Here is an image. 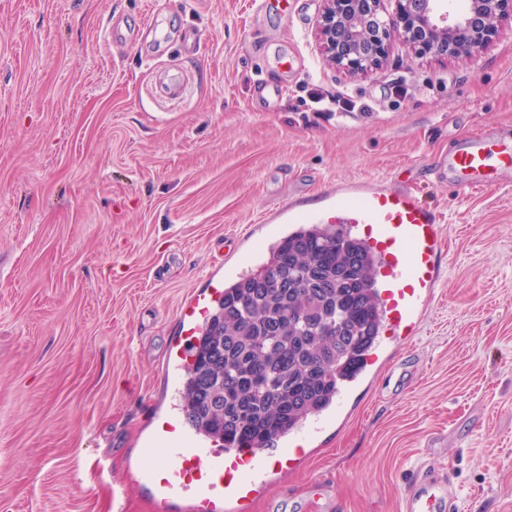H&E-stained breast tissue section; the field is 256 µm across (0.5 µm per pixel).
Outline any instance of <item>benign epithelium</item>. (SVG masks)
I'll list each match as a JSON object with an SVG mask.
<instances>
[{
	"label": "benign epithelium",
	"instance_id": "1",
	"mask_svg": "<svg viewBox=\"0 0 512 512\" xmlns=\"http://www.w3.org/2000/svg\"><path fill=\"white\" fill-rule=\"evenodd\" d=\"M512 22V0H465L462 10L439 0H322L317 37L326 65L350 76L379 69L398 37L420 56L473 57Z\"/></svg>",
	"mask_w": 512,
	"mask_h": 512
}]
</instances>
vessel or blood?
<instances>
[{
  "mask_svg": "<svg viewBox=\"0 0 512 512\" xmlns=\"http://www.w3.org/2000/svg\"><path fill=\"white\" fill-rule=\"evenodd\" d=\"M452 183L458 190L496 186L501 172L512 168V146L484 135L470 137L451 154ZM355 201L344 203L327 189L330 204L312 216L315 224L355 227L378 259L376 280L384 311V336L367 359L382 365L390 351L412 341L430 303L441 272L443 252L438 212L417 193L359 185L348 188ZM222 289L195 296L179 307L180 331L170 348L168 378L183 379L192 361L190 349ZM325 416L295 430L275 453L256 448H220L195 435L178 403L158 408L153 433L158 456L131 470L163 512H242L262 496L279 475L296 470L322 431ZM449 481L412 475L401 512H450Z\"/></svg>",
  "mask_w": 512,
  "mask_h": 512,
  "instance_id": "1",
  "label": "vessel or blood"
}]
</instances>
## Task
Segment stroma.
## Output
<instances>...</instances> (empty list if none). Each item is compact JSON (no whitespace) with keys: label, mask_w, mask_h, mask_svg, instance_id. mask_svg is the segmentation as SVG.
Listing matches in <instances>:
<instances>
[{"label":"stroma","mask_w":512,"mask_h":512,"mask_svg":"<svg viewBox=\"0 0 512 512\" xmlns=\"http://www.w3.org/2000/svg\"><path fill=\"white\" fill-rule=\"evenodd\" d=\"M320 9L0 0V512H157L128 472L180 302L354 179L439 212L444 272L416 339L250 512H400L423 467L455 512H512V179L458 192L444 167L512 133V24L471 58L396 40L353 77L322 60ZM313 103L319 104L318 112H353L355 109V102L341 93L336 95H324L316 93L312 96Z\"/></svg>","instance_id":"obj_1"}]
</instances>
